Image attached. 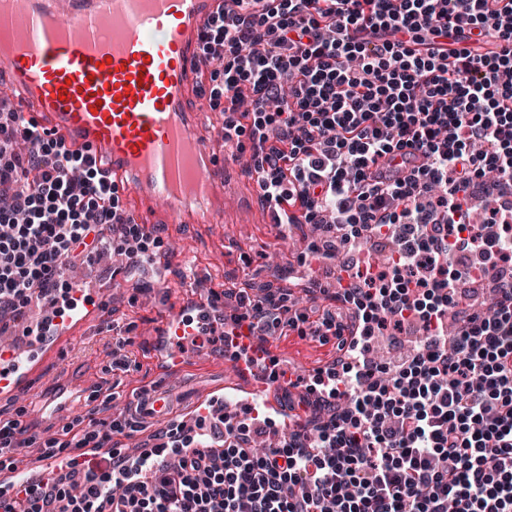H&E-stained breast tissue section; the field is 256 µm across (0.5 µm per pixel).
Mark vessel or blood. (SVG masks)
Wrapping results in <instances>:
<instances>
[{
    "instance_id": "1",
    "label": "vessel or blood",
    "mask_w": 512,
    "mask_h": 512,
    "mask_svg": "<svg viewBox=\"0 0 512 512\" xmlns=\"http://www.w3.org/2000/svg\"><path fill=\"white\" fill-rule=\"evenodd\" d=\"M223 0H20L0 12V73L14 90L12 108L38 125L87 149L105 162L114 184L134 189L139 200L161 199L180 223H214L224 214V173L213 161L203 109L187 98L202 65V30ZM216 315L221 306L187 295L166 312L150 339L160 372L174 370L189 312ZM44 333L29 348L0 356V398L19 394L42 358L61 340ZM235 383L225 403L248 386L262 406L277 404L286 386L263 378L259 367L232 360ZM176 397L167 389L137 396L135 415L153 422L173 419Z\"/></svg>"
}]
</instances>
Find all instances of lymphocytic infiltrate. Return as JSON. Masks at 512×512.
I'll return each instance as SVG.
<instances>
[{
  "label": "lymphocytic infiltrate",
  "mask_w": 512,
  "mask_h": 512,
  "mask_svg": "<svg viewBox=\"0 0 512 512\" xmlns=\"http://www.w3.org/2000/svg\"><path fill=\"white\" fill-rule=\"evenodd\" d=\"M496 51H450L457 25ZM202 56L224 63V147L251 141L261 196L282 223L392 239L337 271L357 334L317 375L330 418L263 453L252 425L224 448L173 430L172 446L127 465L84 462L0 496V512H512V0H224ZM419 154L403 176L377 172ZM490 184L484 223L476 185ZM118 230L137 263L154 239L83 150L0 112V317L35 293L68 295L64 270ZM494 309L466 305L463 285ZM290 308L238 294L201 331L212 351L240 328L295 325ZM422 331L396 370L376 363L384 331Z\"/></svg>",
  "instance_id": "lymphocytic-infiltrate-1"
}]
</instances>
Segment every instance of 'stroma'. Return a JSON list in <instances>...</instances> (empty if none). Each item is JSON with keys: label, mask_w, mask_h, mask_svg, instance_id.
I'll return each mask as SVG.
<instances>
[{"label": "stroma", "mask_w": 512, "mask_h": 512, "mask_svg": "<svg viewBox=\"0 0 512 512\" xmlns=\"http://www.w3.org/2000/svg\"><path fill=\"white\" fill-rule=\"evenodd\" d=\"M221 67V61L215 60L204 68L191 96L209 110L208 135L216 162L224 166L228 205L222 223L170 224L167 206L157 202L152 225L159 245L152 256L172 258L165 272L140 267L124 273L93 259L72 272L73 288L96 290L98 313L44 358L30 380L29 395L0 400V419L17 422L31 440L29 446L0 456V477L37 461L48 441L66 440L67 428H85L93 419L125 423L124 432L112 438L113 448L126 449L132 440L139 447H152L164 435V424L133 418L128 400L173 379L189 396L224 384L221 355L198 356L185 350L173 379L159 373L151 359L149 327L175 306L189 286L204 290L208 300L219 303L228 292L244 290L254 298L271 292L304 313V321L275 329L270 338L275 360L294 368L301 385L311 384L314 371L335 358L337 337L330 332L317 336L313 330L324 312L336 311V287L329 283L324 292L310 295L303 280L313 266L309 251L317 234L310 225L274 224L253 210L258 189L246 169L251 150H244L239 159L224 156V114L209 107L212 73ZM63 382L80 392L67 417L38 414L31 396L53 395Z\"/></svg>", "instance_id": "obj_1"}]
</instances>
